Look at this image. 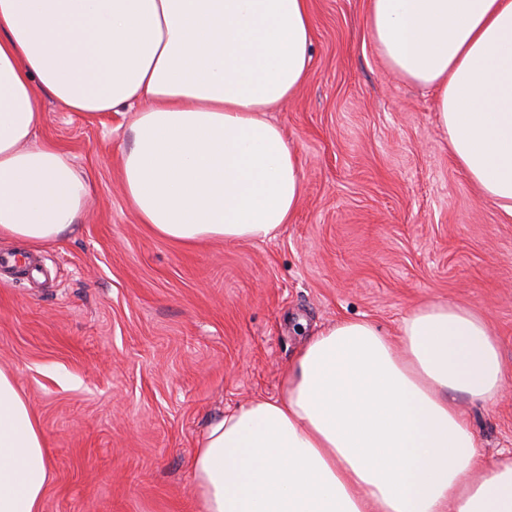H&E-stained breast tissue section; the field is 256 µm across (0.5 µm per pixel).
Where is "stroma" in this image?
Returning a JSON list of instances; mask_svg holds the SVG:
<instances>
[{
  "mask_svg": "<svg viewBox=\"0 0 512 512\" xmlns=\"http://www.w3.org/2000/svg\"><path fill=\"white\" fill-rule=\"evenodd\" d=\"M312 11L309 76L270 114L305 192L271 240L155 236L120 183L133 112L88 118L45 98L38 135L68 154L90 198L72 233L33 248L44 275L0 285V368L51 465L41 512H195L205 427L282 395L304 341L342 319L394 334L426 304L471 309L512 382V216L456 163L433 92L378 55L366 0H312ZM461 407L481 466L512 451V394Z\"/></svg>",
  "mask_w": 512,
  "mask_h": 512,
  "instance_id": "35a3bbf8",
  "label": "stroma"
}]
</instances>
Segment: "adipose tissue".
Instances as JSON below:
<instances>
[{"instance_id":"ef3b65f1","label":"adipose tissue","mask_w":512,"mask_h":512,"mask_svg":"<svg viewBox=\"0 0 512 512\" xmlns=\"http://www.w3.org/2000/svg\"><path fill=\"white\" fill-rule=\"evenodd\" d=\"M387 67L432 90L460 168L512 215V0H369ZM310 0H0V236L34 248L73 232L88 186L38 137L42 102L97 116L146 102L120 156L140 223L165 239L257 241L294 218L300 156L268 112L306 81ZM506 393L480 316L419 307L396 335L322 328L283 394L204 431L197 512H512V454L479 467L461 401ZM40 427L0 369V512H39Z\"/></svg>"}]
</instances>
